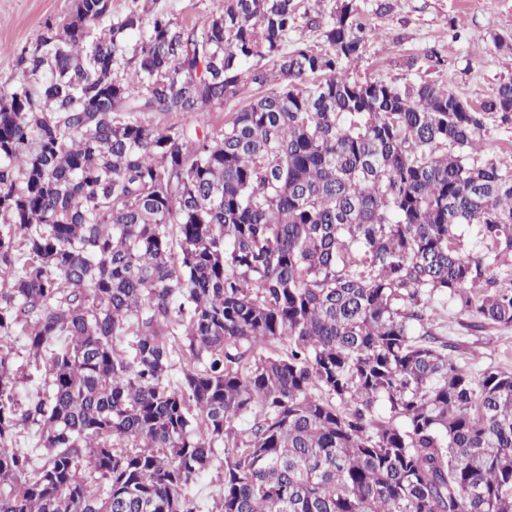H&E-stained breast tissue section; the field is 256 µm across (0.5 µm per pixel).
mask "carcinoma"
I'll use <instances>...</instances> for the list:
<instances>
[{
    "instance_id": "cac0c4a2",
    "label": "carcinoma",
    "mask_w": 512,
    "mask_h": 512,
    "mask_svg": "<svg viewBox=\"0 0 512 512\" xmlns=\"http://www.w3.org/2000/svg\"><path fill=\"white\" fill-rule=\"evenodd\" d=\"M296 7L224 0L189 24L76 0L17 55L0 512H198L216 462L215 512H512V370L474 377L434 328L448 302L512 326V268L491 269L512 257V166L478 144L512 125V81L464 108L354 82L355 0L324 53L286 48ZM222 479L223 471L218 468V465L199 475L190 491L197 503L202 506L200 512L211 510L214 499H219Z\"/></svg>"
}]
</instances>
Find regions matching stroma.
Segmentation results:
<instances>
[{
	"mask_svg": "<svg viewBox=\"0 0 512 512\" xmlns=\"http://www.w3.org/2000/svg\"><path fill=\"white\" fill-rule=\"evenodd\" d=\"M341 0H298L289 45L327 50L322 33L336 20ZM75 0H0V88L20 78L16 54L36 41L45 21L63 22ZM366 33L361 56L347 67L350 80L397 84L430 82L469 104L486 99L512 78V53L495 37L512 34V0H356ZM440 50L442 65L426 56ZM470 314L449 305L439 320L443 339L473 375L490 368L512 370V326L476 329Z\"/></svg>",
	"mask_w": 512,
	"mask_h": 512,
	"instance_id": "obj_1",
	"label": "stroma"
}]
</instances>
